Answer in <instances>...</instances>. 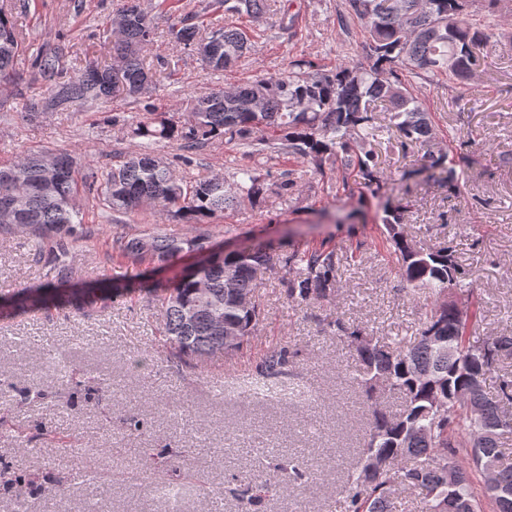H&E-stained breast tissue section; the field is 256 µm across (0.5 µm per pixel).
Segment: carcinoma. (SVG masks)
I'll list each match as a JSON object with an SVG mask.
<instances>
[{
    "label": "carcinoma",
    "mask_w": 512,
    "mask_h": 512,
    "mask_svg": "<svg viewBox=\"0 0 512 512\" xmlns=\"http://www.w3.org/2000/svg\"><path fill=\"white\" fill-rule=\"evenodd\" d=\"M480 0H347L348 20L364 23L365 66L338 63L331 69L307 60L286 74H264L244 86H230L188 99L178 119L153 114L130 127L140 140L139 152L119 159L101 173L88 175L99 205L106 212L130 214L150 209L175 213L186 224H205L217 215L255 205L267 187L257 163L286 153L302 160L329 190H350L348 178L358 174L367 188L379 182L374 153L365 146L377 140V104L385 103L387 130L399 134L403 150L423 152L427 178L446 168L445 181L460 193L456 170L446 167L448 147L435 143L430 115L410 91L411 78L448 74L468 80L478 65L474 49L489 41L493 29L473 22L470 8ZM267 0H212L209 8L227 17L258 18ZM198 15L185 16L171 29L173 42L194 51L201 62L224 70L250 49L246 30L227 24L206 35ZM112 65L88 60L69 76L63 55L41 50L34 61V81L48 96L28 103L25 116L37 110L62 109L75 101L109 102L119 93L136 97L149 91V72L142 53L154 35L151 10L128 0L111 21ZM23 37L11 13L0 8V79L9 80ZM178 142L196 152L217 142L233 143L253 160L237 169L233 180L221 174L187 181L155 153L163 142ZM9 193L11 208H0V236L17 231L36 241V253L47 256V283L31 286L0 305V313L64 310L85 316L110 300L111 285L87 288L74 301L57 285L69 281L70 249L84 225L78 197L75 160L67 153H25L0 167V198ZM383 235L398 257L401 275L413 293H424L431 307L414 340L384 345L341 318L329 323L336 337L354 347L355 380L371 401V421L358 460L348 474L343 512H397L395 494L417 493L421 512H482L471 471L485 478L494 512H512V464H504L501 438L512 433V377L499 378L495 391L486 380L499 363L512 357V336H496L482 346L470 342L481 319L475 307L465 317L448 299L467 279L449 246L417 247L403 231L406 209L387 208ZM121 255L134 266L170 264L181 254L203 250L200 239H174L158 234L124 237ZM283 264L293 272L284 280L288 301L301 305L332 296L339 271L333 250L275 256L264 249L200 260L169 285H153L148 293L161 302L164 336L181 357L205 358L224 352V337H240L243 346L261 320L257 303L241 308L236 295H254L257 272ZM292 358L283 351L269 355L246 391L265 398L276 389ZM400 394L402 409L390 415L381 399ZM311 473L298 459L276 465L273 472L247 480L241 491L242 512H252L276 491L305 486Z\"/></svg>",
    "instance_id": "cac0c4a2"
}]
</instances>
